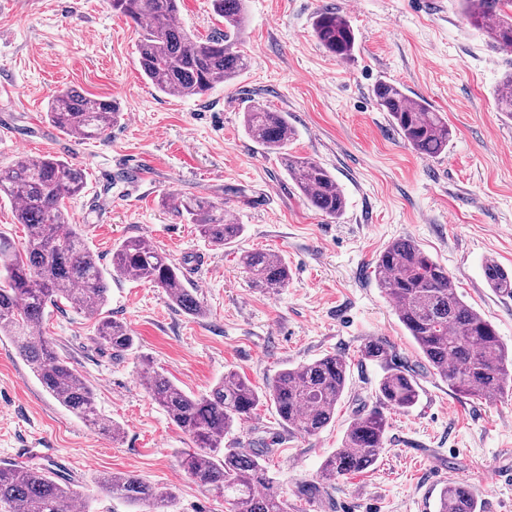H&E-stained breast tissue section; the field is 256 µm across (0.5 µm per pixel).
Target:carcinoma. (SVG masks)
<instances>
[{
	"label": "carcinoma",
	"mask_w": 512,
	"mask_h": 512,
	"mask_svg": "<svg viewBox=\"0 0 512 512\" xmlns=\"http://www.w3.org/2000/svg\"><path fill=\"white\" fill-rule=\"evenodd\" d=\"M211 2L214 14L224 19V29L204 39L178 22L180 0H107V5L137 25L139 64L154 87L171 97L191 98L234 80L251 64V57L237 50L247 24L246 0ZM461 2L473 27L496 45L512 49V0ZM313 30L320 46L333 56L345 59L355 48L349 21L336 11L317 13ZM373 96L417 154L433 157L448 149L451 130L442 113L386 81L375 85ZM495 107L512 116V76L496 90ZM46 115L67 136L86 141L105 138L121 112L115 102L65 87L52 96ZM243 123L252 141L279 158L311 208L332 218L343 216L346 199L335 176L316 160L288 152L295 132L287 113L253 105L244 112ZM85 185V169L56 156H23L0 167V195L11 201L16 223L26 231L21 250L0 234V335L11 339L47 393L75 415L94 420L102 431L116 436L119 426L98 417L91 387L45 336L47 307L65 301L99 317L94 340L115 354L131 350L134 336L123 323L102 315L110 280L131 277L153 284L189 315L202 314L203 307L194 289L185 285L179 265L146 238L119 242L112 248V269L101 266L67 214L66 201ZM174 206L217 247L232 244L245 233V225L237 223L224 206L206 198L182 196ZM241 263L266 288L288 285V264L279 256L246 252ZM374 274L428 366L453 392L494 403L512 390V350L502 343L491 321L462 300L448 271L417 242L393 241L378 254ZM484 276L494 292L512 297V274L496 261H486ZM362 359L382 371L377 388L382 405L408 412L418 404L421 388L414 370L396 359L387 341H369ZM348 369L342 356L328 354L281 370L263 390L230 371L201 396L186 394L165 374L152 371L146 389L195 445L184 454L183 467L200 484L223 495L230 512H287L288 501L267 475L260 454L226 448L224 436L264 404L275 409L280 424L289 431L317 435L336 415ZM386 428V417L377 409L358 415L341 447L323 462L319 480L330 483L373 465L384 447ZM105 488L112 496L141 507L140 512H168L175 503L173 492L127 473L107 477ZM75 498L69 485L56 481L44 468L0 466L4 512H66ZM480 509L478 499L457 482L443 489L437 506V512Z\"/></svg>",
	"instance_id": "obj_1"
}]
</instances>
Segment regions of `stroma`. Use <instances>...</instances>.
<instances>
[{"label": "stroma", "mask_w": 512, "mask_h": 512, "mask_svg": "<svg viewBox=\"0 0 512 512\" xmlns=\"http://www.w3.org/2000/svg\"><path fill=\"white\" fill-rule=\"evenodd\" d=\"M324 8L345 15L356 33L349 58L317 42L312 21ZM247 12L249 69L184 99L163 96L142 76L136 27L105 0L0 6V94L24 101L0 107V167L21 156L81 163L86 187L66 206L103 264L130 237L148 238L183 270L204 262L194 286L200 316L151 284L111 281L108 314L135 340L123 355L94 342L97 320L82 310L63 305L45 318L99 412L120 425L119 438L59 405L0 336V466L46 468L89 512H135L101 485L123 472L173 489L172 512H228L183 470L192 442L151 399L143 372L202 395L230 370L262 388L284 368L336 353L349 363L347 388L318 435L288 432L263 406L224 439L228 448L263 450L288 512H436L454 481L471 488L484 512H512V482L496 477L512 468V396L489 404L459 395L426 369L373 272L388 244L412 238L512 346V298L494 294L482 270L493 259L512 272V116L493 99L512 73V50L470 25L458 0H248ZM381 80L446 115L447 151L423 157L407 146L372 96ZM67 86L117 102L122 117L106 138L80 143L49 122L47 103ZM255 104L287 113L296 131L290 152L335 176L347 199L341 218L309 207L279 160L246 137L243 114ZM139 165L140 181L130 183L126 174ZM184 194L223 204L245 225L243 237L209 243L162 204ZM258 250L287 262V287L252 281L240 256ZM376 338L415 370L420 401L407 413L387 411L374 465L307 498L356 415L378 405L379 371L360 358Z\"/></svg>", "instance_id": "obj_1"}]
</instances>
